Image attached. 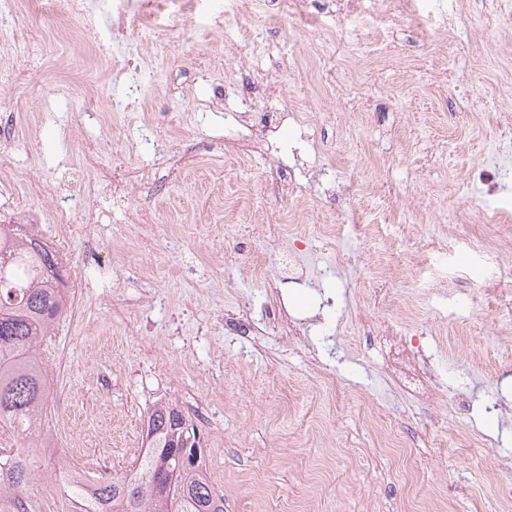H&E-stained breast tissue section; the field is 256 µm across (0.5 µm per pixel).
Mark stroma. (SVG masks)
Listing matches in <instances>:
<instances>
[{
    "instance_id": "stroma-1",
    "label": "stroma",
    "mask_w": 512,
    "mask_h": 512,
    "mask_svg": "<svg viewBox=\"0 0 512 512\" xmlns=\"http://www.w3.org/2000/svg\"><path fill=\"white\" fill-rule=\"evenodd\" d=\"M458 6L466 21L447 37L405 29L351 107L323 80L342 67L339 36L300 43L263 16L229 29L167 16L164 59L139 41L108 48L97 82L129 109L104 128L80 123L54 93L76 83L78 46L61 41L50 70L29 71L44 90L23 109L8 97L14 64L0 56V120L16 126L0 141V186L45 185L0 208V224L48 237L40 213L92 145L142 179L134 203L159 226L142 246L114 206L59 251L77 308L38 347L48 405L24 495L30 512H75L52 480L73 448L91 478L103 458L115 474L132 468L161 402L194 425L224 512H259L270 493L280 512H512V328L496 317L497 294L448 281L414 245L425 232L449 239L456 225H480L490 194L512 204L500 115L470 110L497 101L499 62L465 56L476 39L512 56V37L482 0ZM137 56L150 65L129 69ZM257 74L269 91L246 108L271 121L270 156L239 146V99L210 106L214 89ZM293 108L315 126L282 119ZM364 179L374 194L328 204L341 233L317 236L308 197ZM287 183L297 194L282 193ZM228 224L246 227L231 246ZM287 259L300 273L293 283L283 279ZM386 291L420 308L418 320L375 306ZM385 322L405 341L389 340ZM291 328L306 331L303 346L283 340ZM413 346L446 368L440 389L468 384L473 427L425 398Z\"/></svg>"
}]
</instances>
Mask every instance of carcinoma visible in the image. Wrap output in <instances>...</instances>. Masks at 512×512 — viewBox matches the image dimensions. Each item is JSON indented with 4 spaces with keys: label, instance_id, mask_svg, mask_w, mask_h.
<instances>
[{
    "label": "carcinoma",
    "instance_id": "carcinoma-1",
    "mask_svg": "<svg viewBox=\"0 0 512 512\" xmlns=\"http://www.w3.org/2000/svg\"><path fill=\"white\" fill-rule=\"evenodd\" d=\"M57 253L23 231L0 225V427L28 448L47 393L36 353L41 339L65 312L64 291L49 270ZM174 409L159 405L148 417V445L133 469L96 480L90 492L105 512H224V494L207 480L197 442L180 446ZM34 480L25 458L0 456V499L18 497Z\"/></svg>",
    "mask_w": 512,
    "mask_h": 512
}]
</instances>
